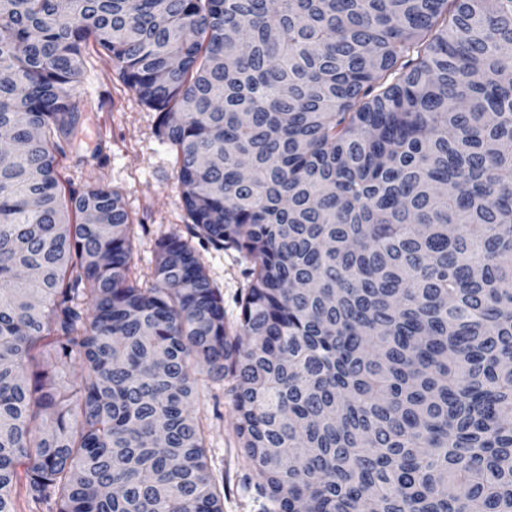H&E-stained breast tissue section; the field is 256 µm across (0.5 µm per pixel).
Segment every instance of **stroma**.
Returning <instances> with one entry per match:
<instances>
[{"label": "stroma", "mask_w": 512, "mask_h": 512, "mask_svg": "<svg viewBox=\"0 0 512 512\" xmlns=\"http://www.w3.org/2000/svg\"><path fill=\"white\" fill-rule=\"evenodd\" d=\"M86 71L76 100L86 121L79 154L59 159L65 187L78 191L104 183L118 190L134 224L132 269L140 281L152 279L157 241L187 234L175 152L158 134V114L140 103L119 78L112 61L85 53ZM205 270L224 298V317L236 324L249 286L250 262L234 250L199 246ZM192 413L206 436L210 471L224 486V512H263L268 502L245 477L248 464L235 431L237 413L229 384L199 377Z\"/></svg>", "instance_id": "obj_1"}]
</instances>
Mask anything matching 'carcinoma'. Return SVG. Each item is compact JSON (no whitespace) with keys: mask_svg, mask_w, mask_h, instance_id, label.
<instances>
[{"mask_svg":"<svg viewBox=\"0 0 512 512\" xmlns=\"http://www.w3.org/2000/svg\"><path fill=\"white\" fill-rule=\"evenodd\" d=\"M91 41L250 261L236 328L191 240L142 282L121 194L62 193ZM0 129V512L20 465L55 512H224L197 372L265 512H512V0H0Z\"/></svg>","mask_w":512,"mask_h":512,"instance_id":"1","label":"carcinoma"}]
</instances>
